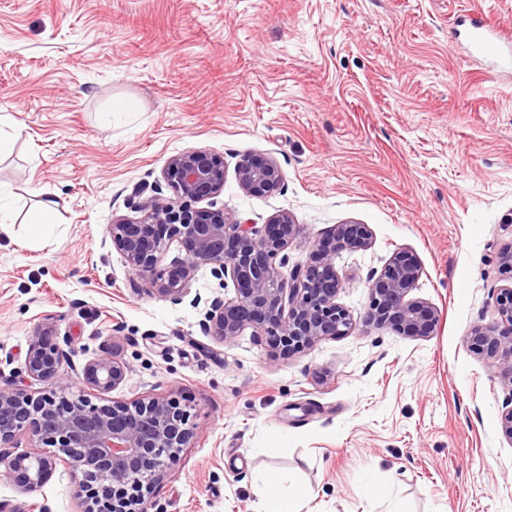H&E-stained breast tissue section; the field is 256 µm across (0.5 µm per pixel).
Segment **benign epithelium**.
<instances>
[{
  "label": "benign epithelium",
  "mask_w": 512,
  "mask_h": 512,
  "mask_svg": "<svg viewBox=\"0 0 512 512\" xmlns=\"http://www.w3.org/2000/svg\"><path fill=\"white\" fill-rule=\"evenodd\" d=\"M240 187L254 196L276 192L283 173L267 157H248L237 168ZM162 176L172 191L164 204L147 197L136 218L118 217L106 233L146 291L178 299L190 290L196 267L209 264L218 277H231L235 296L214 297L199 321L201 331L232 343L245 330L264 342L271 357L286 359L324 339L347 336L357 329L349 311L336 302L344 287L336 271V253L368 244L366 225L339 224L318 241L307 262L289 278L281 276L276 259L298 233L287 213L261 226L249 224L214 205L224 190V157L206 148L171 156ZM207 202L202 207L200 203ZM185 252L158 269L172 242ZM494 260L512 280V242L495 248ZM420 275V266L406 251L394 253L379 275L368 280L364 325L386 327L410 338H428L436 330L437 311L422 301L406 299ZM498 319L474 330L478 353L501 352L512 358V285L496 298ZM69 353L38 336L30 344L14 381L0 387V466L17 487L41 486L59 461L80 479L77 493L91 502L89 512H149L152 496L167 471L179 465L181 452L196 434L189 400L179 391L164 397L94 404L78 396L56 400L69 389L63 363ZM128 367L104 352L82 368L83 382L100 391L118 388ZM509 401L501 416L504 436L512 442V363L504 370ZM31 380L51 382L55 389L37 393L19 387ZM25 439L36 440L52 455L14 452Z\"/></svg>",
  "instance_id": "1"
}]
</instances>
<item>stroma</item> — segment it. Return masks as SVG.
Segmentation results:
<instances>
[{"mask_svg": "<svg viewBox=\"0 0 512 512\" xmlns=\"http://www.w3.org/2000/svg\"><path fill=\"white\" fill-rule=\"evenodd\" d=\"M512 22V0H0V376L43 333L68 338L75 396L96 403L189 396L197 436L157 486L158 512H262L258 475L287 474L300 512H373L369 486L409 512H512V442L500 418L501 360L469 336L495 321L504 280L492 245L512 242V77L458 40L453 16ZM131 111L104 121L119 102ZM224 158L216 206L254 224L290 213L300 233L276 265L289 274L337 225H368L367 247L336 254L337 297L354 320L368 279L394 252L421 275L409 299L434 307L433 336L371 326L271 360L244 334L206 336L203 308L143 290L106 226L135 190L170 191L172 155ZM273 158L270 196L237 180ZM59 222L41 240V202ZM113 351L125 382L99 392L83 366ZM57 465L9 512H84ZM240 187L250 195L265 196L276 192L282 182L283 173L279 165L267 157H248L237 168ZM56 214L55 202L49 200L42 203L30 221V224H33V234L36 238L44 237L50 233L51 227L56 224Z\"/></svg>", "mask_w": 512, "mask_h": 512, "instance_id": "1", "label": "stroma"}]
</instances>
